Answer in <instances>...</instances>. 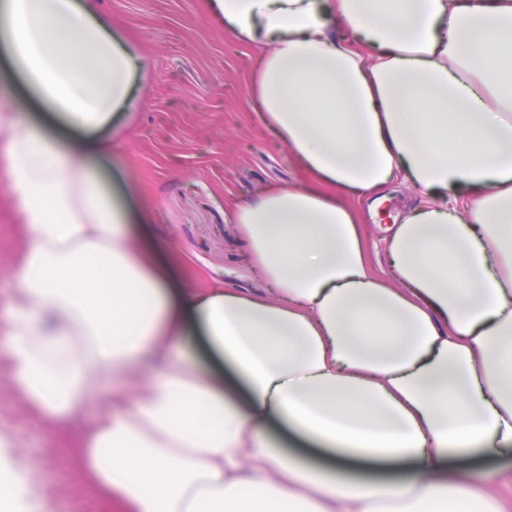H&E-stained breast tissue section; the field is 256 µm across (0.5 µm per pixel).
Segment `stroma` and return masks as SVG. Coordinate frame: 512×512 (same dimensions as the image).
Here are the masks:
<instances>
[{"label":"stroma","instance_id":"35a3bbf8","mask_svg":"<svg viewBox=\"0 0 512 512\" xmlns=\"http://www.w3.org/2000/svg\"><path fill=\"white\" fill-rule=\"evenodd\" d=\"M103 8L145 65L138 84L142 104L122 119L124 147L97 164L100 177L121 195L131 218L148 216L143 230L168 256L172 279L206 288L220 277L230 287L262 291L244 233L229 215L267 187H307L315 178L298 169L249 100L259 49L241 44L206 0H103ZM387 193L385 219L374 215L369 198L349 200L377 273L386 267L381 240L389 217L404 219L426 198L407 181L395 182ZM17 222L0 191V319L21 247ZM95 413L88 408L65 427L46 423L17 392L0 350V435L9 441L0 457L28 459L54 512H108L83 483L75 453ZM472 475L492 480L502 512H512L511 457L479 463Z\"/></svg>","mask_w":512,"mask_h":512}]
</instances>
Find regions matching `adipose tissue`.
<instances>
[{"mask_svg": "<svg viewBox=\"0 0 512 512\" xmlns=\"http://www.w3.org/2000/svg\"><path fill=\"white\" fill-rule=\"evenodd\" d=\"M265 46L250 94L316 186L238 207L267 284L170 281L93 164L143 67L97 0H0L11 67L79 137L0 96V181L22 248L7 300L15 384L48 421L134 378L81 439L122 512H499L453 458L512 453V0H207ZM345 23L364 41L337 42ZM408 179L428 199L370 269L348 196ZM246 380L227 400L185 336ZM281 422L335 455L271 444Z\"/></svg>", "mask_w": 512, "mask_h": 512, "instance_id": "adipose-tissue-1", "label": "adipose tissue"}]
</instances>
